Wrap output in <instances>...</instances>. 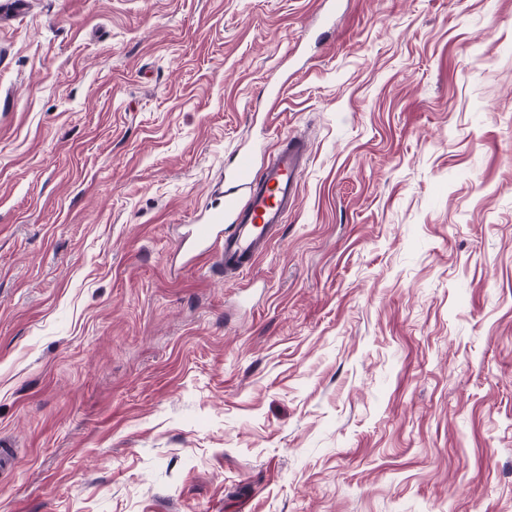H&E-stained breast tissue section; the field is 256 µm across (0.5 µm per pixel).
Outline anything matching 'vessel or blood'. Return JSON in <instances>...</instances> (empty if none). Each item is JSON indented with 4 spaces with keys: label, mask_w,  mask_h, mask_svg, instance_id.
I'll use <instances>...</instances> for the list:
<instances>
[{
    "label": "vessel or blood",
    "mask_w": 512,
    "mask_h": 512,
    "mask_svg": "<svg viewBox=\"0 0 512 512\" xmlns=\"http://www.w3.org/2000/svg\"><path fill=\"white\" fill-rule=\"evenodd\" d=\"M307 151L304 141L286 138L260 169L251 154H239L223 207L212 211L207 223L192 225L179 243L189 261L212 255L229 274L263 255L296 205Z\"/></svg>",
    "instance_id": "b4317fda"
}]
</instances>
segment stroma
<instances>
[{
    "label": "stroma",
    "mask_w": 512,
    "mask_h": 512,
    "mask_svg": "<svg viewBox=\"0 0 512 512\" xmlns=\"http://www.w3.org/2000/svg\"><path fill=\"white\" fill-rule=\"evenodd\" d=\"M1 436L0 512H512V0H0ZM307 151L304 141L286 138L276 145L259 175H253L254 157L239 154L224 190V207L210 212L207 224H193L178 245L188 261L211 257L217 240L223 247L215 259L224 267V274L240 272L263 255L296 205ZM242 186L247 189L245 203L236 198ZM224 224L231 230L225 231Z\"/></svg>",
    "instance_id": "35a3bbf8"
}]
</instances>
